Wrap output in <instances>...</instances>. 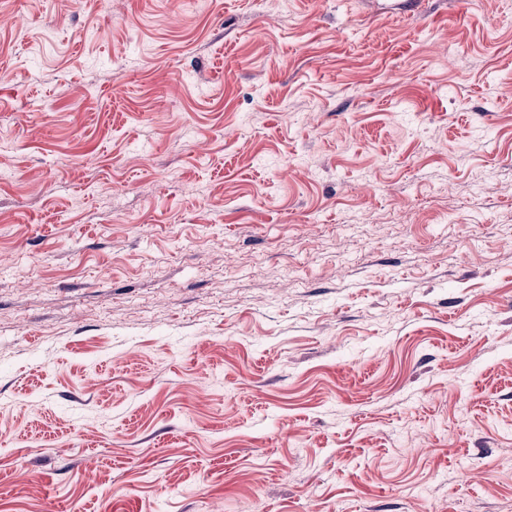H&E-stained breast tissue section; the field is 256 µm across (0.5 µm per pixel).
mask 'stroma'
I'll return each mask as SVG.
<instances>
[{
	"mask_svg": "<svg viewBox=\"0 0 512 512\" xmlns=\"http://www.w3.org/2000/svg\"><path fill=\"white\" fill-rule=\"evenodd\" d=\"M0 0V512H512V0Z\"/></svg>",
	"mask_w": 512,
	"mask_h": 512,
	"instance_id": "obj_1",
	"label": "stroma"
}]
</instances>
